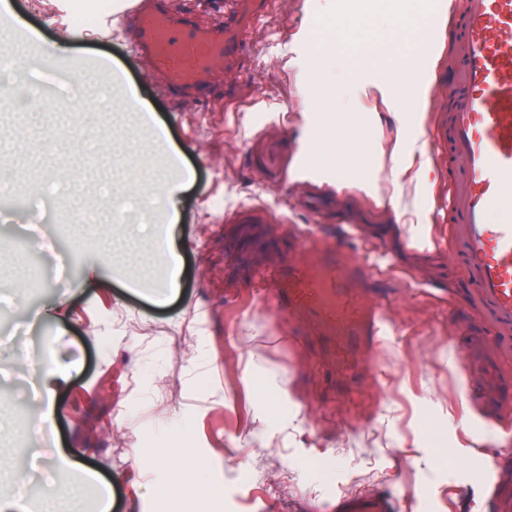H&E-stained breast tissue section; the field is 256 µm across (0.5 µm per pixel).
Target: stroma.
<instances>
[{
	"label": "stroma",
	"mask_w": 512,
	"mask_h": 512,
	"mask_svg": "<svg viewBox=\"0 0 512 512\" xmlns=\"http://www.w3.org/2000/svg\"><path fill=\"white\" fill-rule=\"evenodd\" d=\"M0 47L19 25L41 48L81 63L107 58L122 85L89 87L88 102L136 92L155 127L133 112L48 113L24 120L0 112V178L14 185L0 202V486L23 487L25 512L75 487L95 512L112 486V512H362L386 496L393 512H512V406L482 417L470 393L480 371L467 355L498 349L512 379V335L463 331L456 306L464 272L436 239L435 212L451 179L434 160L428 131L448 109L399 104L362 83L414 68L395 28L432 18L435 0H282L244 24L245 49L232 67L241 82L199 102L162 93L131 52L115 8L94 25L73 20L78 0H9ZM361 15L368 28L352 51L313 39L312 19L330 25ZM332 87L322 114L329 138L357 129L364 159L380 168L374 192L362 170L336 173L316 162L294 167L295 146L314 149L308 90ZM418 114L419 143L395 154L406 117ZM370 123L357 127L362 115ZM189 173L176 201L179 286L150 262L154 232H130L150 190ZM80 195V223H58L57 202ZM266 209L268 224H228L225 212ZM124 212L126 223L113 221ZM321 240L348 233L381 250L397 321L375 353L341 385L320 336H301L255 294L248 275L288 256L287 226ZM94 263L100 278L87 280ZM71 372L55 415L39 434L45 399L32 360ZM191 448L201 488L169 494L171 442ZM79 462L60 467L59 456ZM501 482L495 497L485 484Z\"/></svg>",
	"instance_id": "1"
}]
</instances>
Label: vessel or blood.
Masks as SVG:
<instances>
[{
  "label": "vessel or blood",
  "instance_id": "vessel-or-blood-1",
  "mask_svg": "<svg viewBox=\"0 0 512 512\" xmlns=\"http://www.w3.org/2000/svg\"><path fill=\"white\" fill-rule=\"evenodd\" d=\"M224 11L200 22L174 0H120L131 50L149 64L161 91H201L244 50L239 37L255 0H221ZM451 65L437 88L450 110L432 130L434 152L454 173L438 207L448 245L459 249L467 286L501 328H512V0H452ZM294 261L265 278L275 306L310 334L331 341L340 363L372 358L392 321L378 290L380 264L344 242L290 228ZM477 397L498 412L500 378H478Z\"/></svg>",
  "mask_w": 512,
  "mask_h": 512
}]
</instances>
